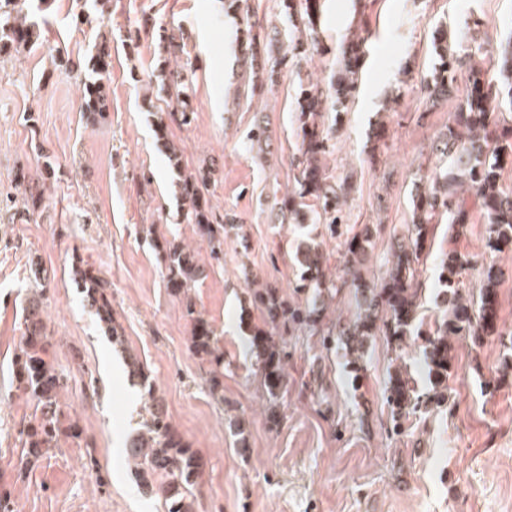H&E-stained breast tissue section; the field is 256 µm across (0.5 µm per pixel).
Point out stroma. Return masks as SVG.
Returning <instances> with one entry per match:
<instances>
[{
  "mask_svg": "<svg viewBox=\"0 0 512 512\" xmlns=\"http://www.w3.org/2000/svg\"><path fill=\"white\" fill-rule=\"evenodd\" d=\"M36 44L0 55V209L22 182H46L38 212L0 223V492L12 512H166L143 494L125 442L142 426L144 396L103 335L73 279L75 266L105 279L112 313L138 355L177 431L205 462L197 512H512V253L490 252L479 210L459 229L436 225L418 267V317L445 311L437 264L448 250L469 256L463 295H478L487 268L500 270L496 334L452 342L448 407L410 416L390 431L388 377L405 366L428 385L419 340L372 337L357 367L325 349L318 334L279 336L288 384L270 405L255 365L253 334L264 316L252 294L277 287L288 302L319 307L322 325L356 314L352 289L332 298L297 290L299 246L313 244L327 272L342 267V245L320 224H277L271 207L292 187L290 163L302 140L296 120L294 63L273 91L251 94L237 41L240 16L224 0H29ZM446 26L468 47L492 50L512 32V0H320L321 46L311 69L326 76L350 30L361 28L366 56L358 94L322 122L333 147L332 176H351L347 226H371L363 275L380 282L381 262L411 220L419 166H434L432 143L454 121L469 89L459 68L455 97L431 105L424 91L435 30ZM181 32L191 63L189 124L160 126L157 98L164 56L160 29ZM110 45L107 108L82 109L83 84L99 43ZM264 126L269 145H252ZM189 168L207 161L205 191L217 215L236 225L213 260L197 225L182 220L178 175L166 143ZM181 239L208 270L183 298L168 288L157 241ZM45 287L35 293L34 268ZM40 296L48 357L67 378L61 420L78 439L60 438L37 466L21 469L22 432L38 416L18 390L22 309ZM208 321L223 368L191 347L186 300ZM219 374L220 394L210 391Z\"/></svg>",
  "mask_w": 512,
  "mask_h": 512,
  "instance_id": "1",
  "label": "stroma"
}]
</instances>
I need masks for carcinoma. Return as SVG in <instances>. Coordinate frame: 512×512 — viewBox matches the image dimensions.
I'll return each mask as SVG.
<instances>
[{
  "instance_id": "cac0c4a2",
  "label": "carcinoma",
  "mask_w": 512,
  "mask_h": 512,
  "mask_svg": "<svg viewBox=\"0 0 512 512\" xmlns=\"http://www.w3.org/2000/svg\"><path fill=\"white\" fill-rule=\"evenodd\" d=\"M21 0H0V53L19 51L30 44L35 30L27 17L18 9ZM229 8L242 12L244 26V55L253 74L251 90L277 83L280 66L287 57L297 60L306 57L308 49H317L318 41L313 18L317 0H283L284 17L292 26L291 40L284 53L274 50L276 38L265 37L254 31L248 11L241 10L243 0H227ZM160 40L168 59L178 61L184 53L183 43L165 30ZM437 62L425 82L429 102L436 105L448 100L454 91L455 64L469 60L471 87L457 104L454 125L448 128L431 145V153L439 163L419 175L421 186L416 188L411 224L407 233L396 239L386 262L391 267L379 284L367 282L361 268L370 243L369 229L352 233L343 228L344 206L353 186L351 177L328 175L320 160L329 152L330 137L320 129V118L328 102L344 104L355 96L365 57V38L356 33L346 37L336 58V71L330 80L313 77L298 81L296 95L297 118L302 131L299 156L293 163L294 188L273 210L275 221L280 224H303L306 221L321 223L332 237L344 238L346 270L334 279L326 275L318 249L308 245L302 252L304 267L301 287L313 288L330 297L342 288L354 289L357 301L355 319L336 326V330L322 332L319 315L315 310L289 306L278 296L276 289L263 288L253 292V300L266 314L271 330L255 331L254 354L261 366L263 386L269 400L276 401L283 386L286 351L274 339L272 330L279 326L309 329L321 333L322 345L331 349L343 347L350 354H361L365 342L380 334L401 342L417 334L424 337L425 361L428 367L430 388L420 394L412 378L397 369L390 376L385 390L386 404L390 410L392 433L401 430V420L430 406L447 405L451 345L448 338L464 336L477 343L495 328L493 301L499 284L498 273L493 268L484 272L479 301L465 299L458 294L459 276L471 264L468 256L455 250L444 254L439 262V277L448 289V309L436 318L428 330H422L417 318L420 288L417 271L424 244L432 226L446 220L452 226L468 223L471 206H476L488 224L487 248L502 253L512 250V189L500 183V163L505 156H512V125L500 123L494 102L501 89H508L512 96V37L496 50L498 78H486V71L472 63L474 53L482 52L463 47L456 51L448 48L445 28L435 31L432 40ZM109 53L100 47L92 57L93 77L83 87V101L87 111L97 112L104 106L105 93L101 76L109 65ZM157 95L165 99L160 122L170 120L178 124L190 123L183 107L187 85L180 80L175 69L160 71ZM211 172L199 166L179 177L177 186L184 206V220L197 224L207 239L210 255L214 260L224 258V236L229 217H217L203 200V190L210 181ZM165 278L169 287L183 295L187 315L192 317V347L210 358L216 366L224 365V353L208 323L196 314L189 291L206 276L205 268L189 246L173 238L161 243ZM74 281L84 294V301L94 311L100 328L112 347L125 350L122 330L112 317L109 285L102 278L78 267ZM43 302L33 298L24 309L21 349L15 361V379L18 389L36 403L39 418L36 424L22 430L25 435V452L20 460L24 467H33L57 447L60 436L78 437L77 426H63L60 398L67 384L64 375L46 359L48 336L43 315ZM126 372L133 384L144 390L148 418L143 428L127 441V458L134 465V478L142 490L163 497L166 512H195L196 499L193 489L203 471V462L196 451L177 433L164 410L160 398L143 365L133 354L125 356Z\"/></svg>"
}]
</instances>
